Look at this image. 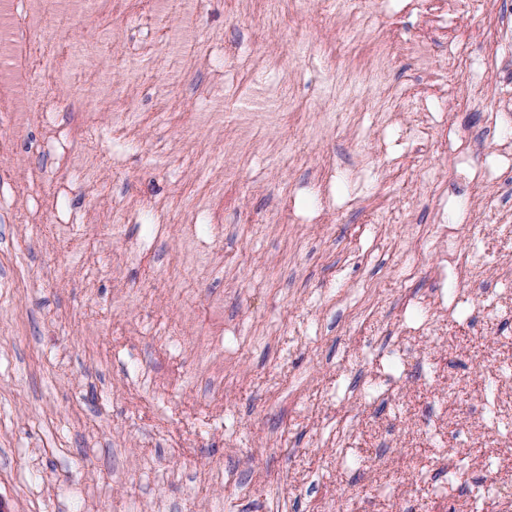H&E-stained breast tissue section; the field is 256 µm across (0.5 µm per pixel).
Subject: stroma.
<instances>
[{
  "label": "stroma",
  "instance_id": "1",
  "mask_svg": "<svg viewBox=\"0 0 512 512\" xmlns=\"http://www.w3.org/2000/svg\"><path fill=\"white\" fill-rule=\"evenodd\" d=\"M330 5L292 9L295 57L263 0H175L189 54L103 48L98 140L74 83L53 163L0 125V191L81 214L0 212V512H512L476 480L512 484V0ZM463 216L484 273L450 312L432 226Z\"/></svg>",
  "mask_w": 512,
  "mask_h": 512
}]
</instances>
